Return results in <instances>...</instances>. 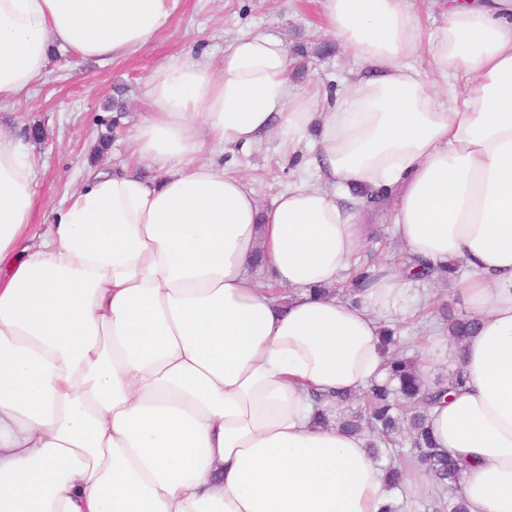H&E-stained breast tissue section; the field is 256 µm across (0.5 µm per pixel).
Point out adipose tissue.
<instances>
[{"mask_svg": "<svg viewBox=\"0 0 512 512\" xmlns=\"http://www.w3.org/2000/svg\"><path fill=\"white\" fill-rule=\"evenodd\" d=\"M317 2L361 63L343 88L294 86L264 33L154 70L129 146L161 179L92 170L36 224L27 139L0 130V512H381L365 437L313 414L385 379L384 325L428 302L387 262L357 301L325 293L385 215L400 262L468 270L475 334L440 333L421 360L466 382L429 425L470 463L468 512H512V0H436L427 36L407 0ZM179 3L0 0V103L51 47L109 63ZM274 131L295 180L270 208L199 159Z\"/></svg>", "mask_w": 512, "mask_h": 512, "instance_id": "obj_1", "label": "adipose tissue"}]
</instances>
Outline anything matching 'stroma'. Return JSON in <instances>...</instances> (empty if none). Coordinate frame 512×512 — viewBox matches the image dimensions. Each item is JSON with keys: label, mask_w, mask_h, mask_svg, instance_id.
Wrapping results in <instances>:
<instances>
[{"label": "stroma", "mask_w": 512, "mask_h": 512, "mask_svg": "<svg viewBox=\"0 0 512 512\" xmlns=\"http://www.w3.org/2000/svg\"><path fill=\"white\" fill-rule=\"evenodd\" d=\"M251 33L284 41L296 86L335 87L346 74L347 54L317 0H182L169 28L132 56L102 65L71 50L52 54L29 92L0 107L1 130L41 131L31 143L39 165L34 223H45L80 188L90 165L126 164L127 137L149 109L146 84L157 65L187 55L219 60L226 44ZM224 167L251 178L265 207L291 181L273 136L250 153L225 149Z\"/></svg>", "instance_id": "1"}]
</instances>
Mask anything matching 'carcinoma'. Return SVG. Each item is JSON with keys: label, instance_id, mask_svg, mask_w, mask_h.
Listing matches in <instances>:
<instances>
[{"label": "carcinoma", "instance_id": "cac0c4a2", "mask_svg": "<svg viewBox=\"0 0 512 512\" xmlns=\"http://www.w3.org/2000/svg\"><path fill=\"white\" fill-rule=\"evenodd\" d=\"M371 276L370 266L357 268L343 295L352 297ZM476 327V321L462 314L448 315L449 339L457 346L462 345ZM381 344L388 358L387 379L372 383L360 394L336 396V415L318 411L314 416L315 424L334 423L348 433L367 437L373 454L389 460L388 490L402 488L405 473L400 461L408 455L443 490L438 495L436 512H467L462 494L464 464L435 445L428 416V408L445 397L450 387L463 384L461 368L429 382L421 377L419 356L406 354L399 329H385Z\"/></svg>", "mask_w": 512, "mask_h": 512}]
</instances>
